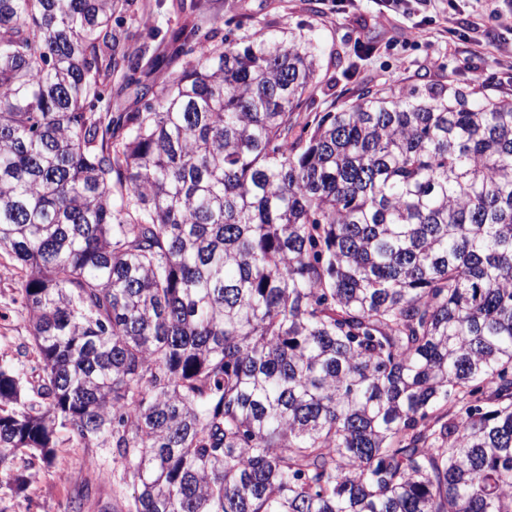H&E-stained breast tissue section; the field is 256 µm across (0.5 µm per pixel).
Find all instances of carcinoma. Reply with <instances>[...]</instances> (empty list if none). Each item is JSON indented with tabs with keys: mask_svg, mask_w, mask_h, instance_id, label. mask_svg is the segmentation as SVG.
Instances as JSON below:
<instances>
[{
	"mask_svg": "<svg viewBox=\"0 0 512 512\" xmlns=\"http://www.w3.org/2000/svg\"><path fill=\"white\" fill-rule=\"evenodd\" d=\"M117 13L0 0V484L63 430L131 483L100 512H512V98L302 122L310 40L187 20L114 118ZM137 85L128 83L121 73L112 75L111 109L112 116L120 112H137L143 109ZM7 257L0 258V362H10L17 357V348L29 340V322L21 313L16 297L17 279Z\"/></svg>",
	"mask_w": 512,
	"mask_h": 512,
	"instance_id": "carcinoma-1",
	"label": "carcinoma"
}]
</instances>
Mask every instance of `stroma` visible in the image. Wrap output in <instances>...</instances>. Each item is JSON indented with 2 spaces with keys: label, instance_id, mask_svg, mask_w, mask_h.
Returning a JSON list of instances; mask_svg holds the SVG:
<instances>
[{
  "label": "stroma",
  "instance_id": "obj_1",
  "mask_svg": "<svg viewBox=\"0 0 512 512\" xmlns=\"http://www.w3.org/2000/svg\"><path fill=\"white\" fill-rule=\"evenodd\" d=\"M199 26L224 21L235 39L268 30L291 31L309 39L321 68L312 111L344 107L370 88L394 83L440 90L481 75L489 92L512 94V0H405L381 12L376 0H130L121 28L130 53L140 58L139 82L158 83L179 71L173 30L187 16ZM373 39L375 48L361 44ZM16 283L8 258H0V362L17 357L29 339V322L14 302ZM106 449L59 437L51 465L29 463L18 454L14 472L24 474L23 490L0 488V512H64L82 500V512H98L112 499Z\"/></svg>",
  "mask_w": 512,
  "mask_h": 512
}]
</instances>
